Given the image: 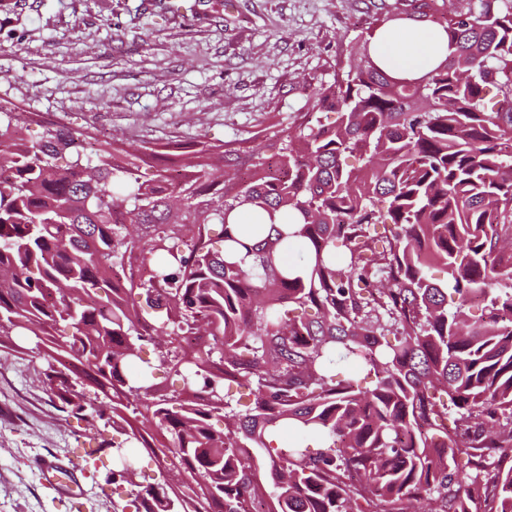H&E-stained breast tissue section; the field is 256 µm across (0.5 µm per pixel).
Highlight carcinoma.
<instances>
[{"label":"carcinoma","instance_id":"obj_1","mask_svg":"<svg viewBox=\"0 0 512 512\" xmlns=\"http://www.w3.org/2000/svg\"><path fill=\"white\" fill-rule=\"evenodd\" d=\"M412 2L448 34L425 82L376 65V24L316 91L335 122L231 188L222 145H168L145 177L156 150L33 140L0 103V336L38 339L52 399L112 429L94 452L135 512H512V0ZM245 207L302 223L226 258L211 233L234 240ZM293 239L303 277L273 261ZM288 425L300 440L275 444ZM133 440L177 474L135 481Z\"/></svg>","mask_w":512,"mask_h":512}]
</instances>
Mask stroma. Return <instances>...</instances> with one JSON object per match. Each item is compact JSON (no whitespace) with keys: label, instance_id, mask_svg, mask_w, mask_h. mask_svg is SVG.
<instances>
[{"label":"stroma","instance_id":"obj_1","mask_svg":"<svg viewBox=\"0 0 512 512\" xmlns=\"http://www.w3.org/2000/svg\"><path fill=\"white\" fill-rule=\"evenodd\" d=\"M0 0V103L38 114L30 129L63 124L135 147L170 141L223 145L245 178L318 110L315 87L347 71L367 29L403 17L411 0ZM0 349V512H122L81 465L86 422L58 410L40 382L31 336ZM51 455L85 486L71 498L44 482Z\"/></svg>","mask_w":512,"mask_h":512}]
</instances>
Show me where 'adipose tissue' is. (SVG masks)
Wrapping results in <instances>:
<instances>
[{"label": "adipose tissue", "instance_id": "ef3b65f1", "mask_svg": "<svg viewBox=\"0 0 512 512\" xmlns=\"http://www.w3.org/2000/svg\"><path fill=\"white\" fill-rule=\"evenodd\" d=\"M376 64L389 74L412 79L437 67L448 54V36L437 27H409L392 22L385 23L371 46ZM297 222L296 217L276 212L268 215L263 211H236L230 214L228 223L235 226L242 241L256 244L272 230H287Z\"/></svg>", "mask_w": 512, "mask_h": 512}]
</instances>
